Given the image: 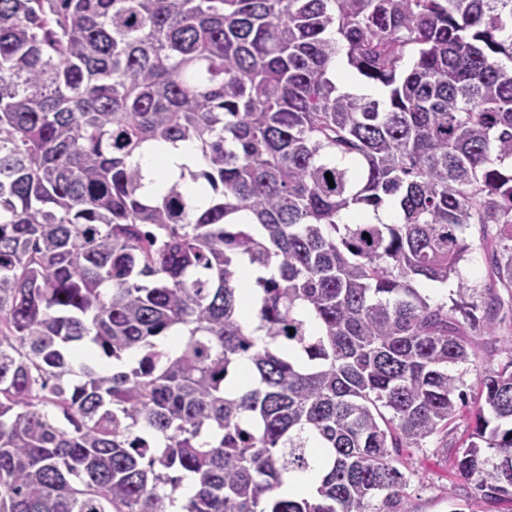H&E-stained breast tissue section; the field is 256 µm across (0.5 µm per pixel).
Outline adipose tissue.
I'll list each match as a JSON object with an SVG mask.
<instances>
[{
    "label": "adipose tissue",
    "instance_id": "adipose-tissue-1",
    "mask_svg": "<svg viewBox=\"0 0 512 512\" xmlns=\"http://www.w3.org/2000/svg\"><path fill=\"white\" fill-rule=\"evenodd\" d=\"M136 161L144 176L142 192L149 198L154 197L165 182L177 179L182 169L198 170L206 165L202 154L186 143L151 145Z\"/></svg>",
    "mask_w": 512,
    "mask_h": 512
}]
</instances>
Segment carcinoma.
<instances>
[{"label": "carcinoma", "mask_w": 512, "mask_h": 512, "mask_svg": "<svg viewBox=\"0 0 512 512\" xmlns=\"http://www.w3.org/2000/svg\"><path fill=\"white\" fill-rule=\"evenodd\" d=\"M503 58L512 0H0V512H413L459 420L451 512L512 505V347L471 402L451 372L512 305ZM152 143L207 165L147 199ZM472 226L488 287L430 303ZM239 303H240V320L241 323L250 331L256 338L263 336L261 331H255L258 323L254 317V312L257 307V299L253 289L250 287L248 280H244L239 289ZM442 444L441 435L435 436L423 452L413 456L415 473L406 492L415 512H448V492L459 503L471 493V483L456 473L451 460L439 450Z\"/></svg>", "instance_id": "carcinoma-1"}]
</instances>
